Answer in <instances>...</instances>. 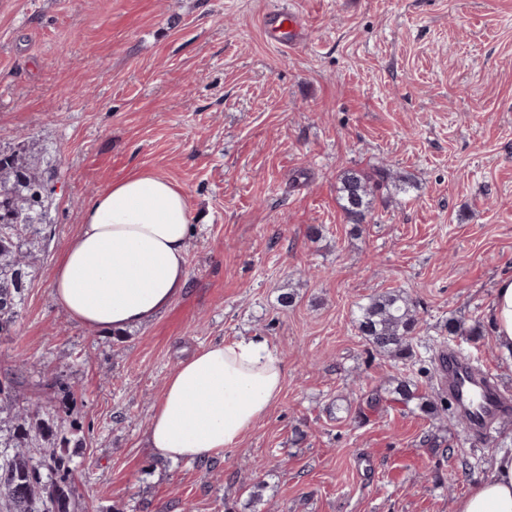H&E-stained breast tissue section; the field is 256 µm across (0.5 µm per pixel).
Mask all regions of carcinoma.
I'll use <instances>...</instances> for the list:
<instances>
[{"label":"carcinoma","instance_id":"carcinoma-1","mask_svg":"<svg viewBox=\"0 0 512 512\" xmlns=\"http://www.w3.org/2000/svg\"><path fill=\"white\" fill-rule=\"evenodd\" d=\"M393 179L389 169L370 172L348 171L340 178V206L354 225L364 223L375 191ZM40 179L15 151L0 150V333L9 330L19 317L23 292L33 267L31 244L36 226L45 223V190ZM355 327L380 356L393 360L413 357V336L419 320L413 298L402 289L371 295L358 304ZM392 401L404 405L417 400L426 411L435 402L417 394L410 381L396 380ZM81 426L76 419L58 421L27 414L16 418L11 435L16 452L0 459V507L5 512H70L72 490L69 458L57 449L70 443L81 445ZM48 445L41 467L32 464L26 448Z\"/></svg>","mask_w":512,"mask_h":512}]
</instances>
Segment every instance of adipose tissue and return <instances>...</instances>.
Masks as SVG:
<instances>
[{
    "label": "adipose tissue",
    "mask_w": 512,
    "mask_h": 512,
    "mask_svg": "<svg viewBox=\"0 0 512 512\" xmlns=\"http://www.w3.org/2000/svg\"><path fill=\"white\" fill-rule=\"evenodd\" d=\"M191 234L183 188L153 170L133 169L85 205L56 265L53 298L75 321L104 331L151 323L187 286ZM490 321L498 349L512 359V275L499 282ZM283 380L265 337L213 341L167 376L148 446L172 461L221 458L278 401ZM454 512H512V453L497 457Z\"/></svg>",
    "instance_id": "ef3b65f1"
}]
</instances>
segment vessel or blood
Masks as SVG:
<instances>
[{
    "mask_svg": "<svg viewBox=\"0 0 512 512\" xmlns=\"http://www.w3.org/2000/svg\"><path fill=\"white\" fill-rule=\"evenodd\" d=\"M261 25L269 44L290 50L301 43L307 20L296 10L269 12L263 16ZM441 376L451 407L468 417L467 430L472 441L484 442L492 425L512 414V396L506 395L492 374L471 358L454 350L445 351Z\"/></svg>",
    "mask_w": 512,
    "mask_h": 512,
    "instance_id": "obj_1",
    "label": "vessel or blood"
}]
</instances>
